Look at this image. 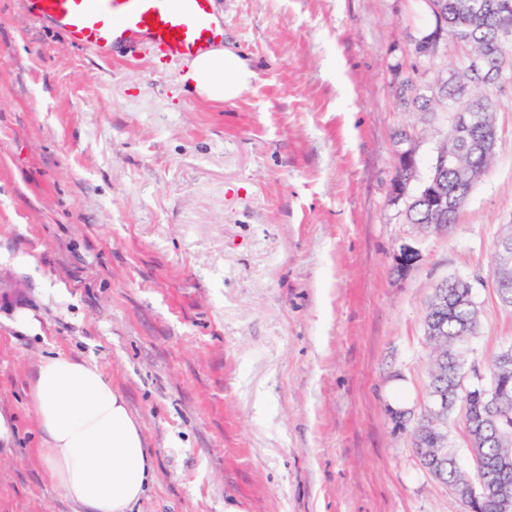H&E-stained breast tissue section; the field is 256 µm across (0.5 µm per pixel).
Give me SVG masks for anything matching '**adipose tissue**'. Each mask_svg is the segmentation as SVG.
Wrapping results in <instances>:
<instances>
[{"mask_svg":"<svg viewBox=\"0 0 512 512\" xmlns=\"http://www.w3.org/2000/svg\"><path fill=\"white\" fill-rule=\"evenodd\" d=\"M249 61L215 44L183 77L199 96L226 102L255 79ZM48 480L85 512H127L155 477L139 421L92 358L41 360L31 385Z\"/></svg>","mask_w":512,"mask_h":512,"instance_id":"adipose-tissue-1","label":"adipose tissue"}]
</instances>
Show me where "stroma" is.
<instances>
[{"mask_svg":"<svg viewBox=\"0 0 512 512\" xmlns=\"http://www.w3.org/2000/svg\"><path fill=\"white\" fill-rule=\"evenodd\" d=\"M257 74L200 98L185 63L102 57L0 0V512H82L51 485L31 379L95 358L125 395L155 479L128 512H461L412 447L428 406L427 302L468 281L489 369L512 345L493 286L512 226V82L487 87L495 158L444 233L391 200L429 177L453 108L417 111L471 50L421 71L424 0H215ZM421 252L404 277L402 245ZM31 327H23L22 319ZM403 412L395 420L394 412Z\"/></svg>","mask_w":512,"mask_h":512,"instance_id":"1","label":"stroma"}]
</instances>
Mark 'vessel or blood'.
Listing matches in <instances>:
<instances>
[{
	"mask_svg": "<svg viewBox=\"0 0 512 512\" xmlns=\"http://www.w3.org/2000/svg\"><path fill=\"white\" fill-rule=\"evenodd\" d=\"M70 41L104 54L149 44L169 59H188L223 40L214 0H32Z\"/></svg>",
	"mask_w": 512,
	"mask_h": 512,
	"instance_id": "b4317fda",
	"label": "vessel or blood"
}]
</instances>
